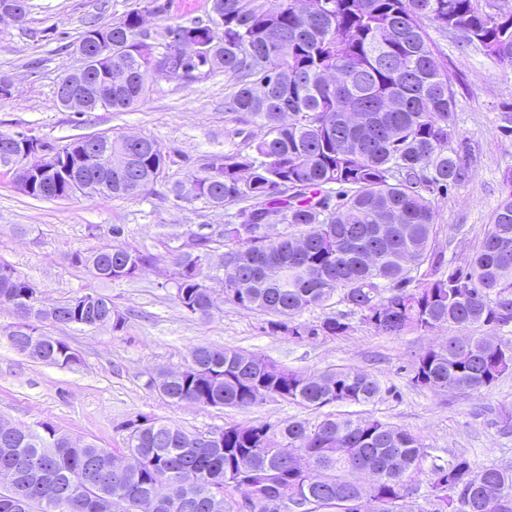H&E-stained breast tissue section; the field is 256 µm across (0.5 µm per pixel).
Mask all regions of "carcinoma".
Returning <instances> with one entry per match:
<instances>
[{"instance_id":"1","label":"carcinoma","mask_w":512,"mask_h":512,"mask_svg":"<svg viewBox=\"0 0 512 512\" xmlns=\"http://www.w3.org/2000/svg\"><path fill=\"white\" fill-rule=\"evenodd\" d=\"M293 0H210L207 19L169 25L153 36L134 9L108 24H90L77 44L87 49L81 75L96 85L113 66L128 83L98 94L90 111L128 112L165 74L151 68L156 51L164 63L197 81L222 71L232 92L226 112L267 129L246 150L213 158L188 175L213 208L238 206V222L224 225V302L266 316L262 331L297 340L345 336L357 314L369 329L392 336L458 332L423 350L412 362L420 388L488 389L512 372V340L472 336L512 324V191L485 225L478 249L464 266L448 264L436 245L435 196L464 182L470 148L457 139L455 94L438 60L429 29L460 46L512 65V0H315L301 13ZM195 34L202 51L184 59L174 32ZM112 31V61L100 59L95 35ZM129 153L133 168L109 174L86 165L72 176L56 170L36 199L86 196L133 198L164 177L170 155L153 138L142 144L103 136ZM276 214L290 232L264 248L258 236ZM121 258L132 265L153 257L114 245L75 252L71 263L107 269ZM175 299L189 314L213 316L216 306L205 267L178 255ZM32 283L21 275L0 288L20 296ZM348 308L316 324L300 320L331 302ZM98 309L75 313L67 300L53 317L38 310L12 347L25 352L44 324L90 322ZM44 361L74 364L68 346L49 345ZM200 368L193 369V364ZM147 386L172 402L204 407L250 408L283 400L312 410L366 405L382 388L371 376L328 369L307 375L260 355L196 346L187 366L158 371ZM136 416L127 432L120 474H104L99 458L111 454L79 443L48 422L20 426L0 437V512H72L68 503L95 499L93 512H136L135 503L161 485L175 495L157 500L155 512H512V471L477 468L460 453L432 466L428 494L418 496L414 475L427 445L421 436L373 417L329 414L282 426L227 424L224 443L156 418L146 427ZM350 449L346 458L336 445ZM27 458L55 475L49 490L31 474L14 475L4 455ZM500 487L504 502L490 508L486 491ZM244 492L242 499L235 498Z\"/></svg>"}]
</instances>
